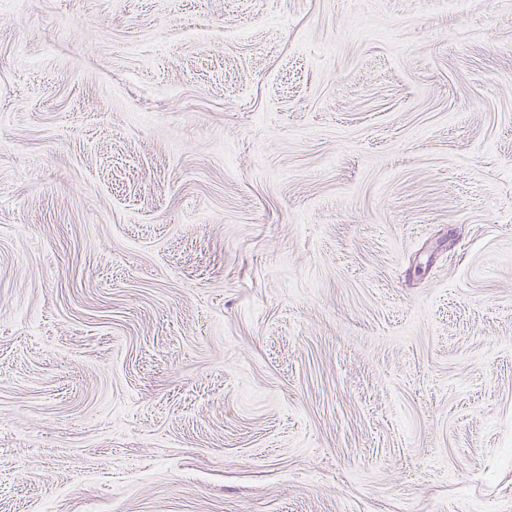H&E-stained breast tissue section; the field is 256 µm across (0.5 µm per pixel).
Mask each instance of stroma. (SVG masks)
I'll return each mask as SVG.
<instances>
[{
	"label": "stroma",
	"instance_id": "1",
	"mask_svg": "<svg viewBox=\"0 0 512 512\" xmlns=\"http://www.w3.org/2000/svg\"><path fill=\"white\" fill-rule=\"evenodd\" d=\"M0 512H512V0L0 6Z\"/></svg>",
	"mask_w": 512,
	"mask_h": 512
}]
</instances>
